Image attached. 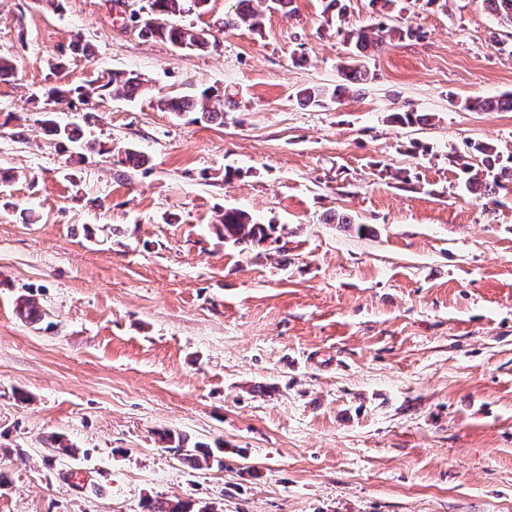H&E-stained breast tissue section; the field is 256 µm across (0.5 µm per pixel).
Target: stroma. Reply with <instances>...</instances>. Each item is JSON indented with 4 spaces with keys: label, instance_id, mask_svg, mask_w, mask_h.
<instances>
[{
    "label": "stroma",
    "instance_id": "stroma-1",
    "mask_svg": "<svg viewBox=\"0 0 512 512\" xmlns=\"http://www.w3.org/2000/svg\"><path fill=\"white\" fill-rule=\"evenodd\" d=\"M63 5L0 0V512H512V187L469 193L459 168L477 141L512 160V111L460 106L512 93V33L482 0H400L418 37L367 59L360 94L307 106L297 90L342 84L351 51L319 0L259 35L208 0L174 18L201 51L141 38L113 0ZM112 71L151 94L46 101ZM206 88L223 121L156 106ZM49 107L146 164L69 165ZM227 207L278 242L224 244ZM163 431L223 441V467ZM161 441L170 445L167 448H181L183 459L192 467L200 468L203 464L209 467L215 462L218 466L224 465V443H216L215 448L207 445H194L193 448H188L184 445L185 438L171 432L163 433ZM172 444L174 446H171ZM146 512H217L211 505H200L180 499H147L143 505Z\"/></svg>",
    "mask_w": 512,
    "mask_h": 512
}]
</instances>
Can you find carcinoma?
<instances>
[{"mask_svg": "<svg viewBox=\"0 0 512 512\" xmlns=\"http://www.w3.org/2000/svg\"><path fill=\"white\" fill-rule=\"evenodd\" d=\"M293 0H236V9L230 15L224 16V27L235 28L241 25L260 33L264 26V13L269 9H276L284 15L292 16ZM486 8L505 27H512V0H483ZM184 0H149L145 11L134 15V21L139 23V33L145 38H160L169 42L180 50L204 49L208 46V34L193 26L177 25L167 22V18L183 13ZM348 41L352 44L349 60L342 66L346 83L334 87L314 85L301 88L296 96L306 105L321 106L325 102H339L350 88L367 81L369 73L365 68V60L374 56L394 40H403L417 36V32L409 27L388 25L380 21L372 26L360 27L346 32ZM150 90L148 80L135 73L112 72L108 78L96 85H77L69 89L52 87L46 93L48 99L58 103L69 95L75 94L78 101L89 104L93 101H104L114 96L122 95L133 97L137 93H146ZM220 94L212 89H204L192 95L182 97L161 98L157 102L158 108L171 112L180 117L185 114L193 115L195 123H212L224 119V110L217 107ZM461 106L468 111L493 112L512 111V93L496 97H471ZM43 125L49 135L62 143L64 141L81 144V128L77 125L61 126L52 115H43ZM473 152L481 156V163L485 166L487 174L492 180L480 177V172H472V166L462 167L466 175L465 185L476 191L484 188L490 191L493 188H503L512 184V165L499 163L496 149L484 142L471 145ZM118 164H128L140 167L146 164V157L138 150L126 147L117 151ZM217 235L224 242L240 247L252 249L273 238L276 225L260 224L245 211L237 208H226L222 212L219 225L216 226ZM15 312L19 319L27 323L40 321L43 314L37 303L30 298H21L17 301ZM161 441L181 449L183 459L192 467L200 468L217 464L224 465V444L216 443L211 448L205 445H195L191 448L185 446L186 439L171 432L162 434ZM145 512H217L211 505H200L191 501L180 499H148L144 503Z\"/></svg>", "mask_w": 512, "mask_h": 512, "instance_id": "cac0c4a2", "label": "carcinoma"}]
</instances>
